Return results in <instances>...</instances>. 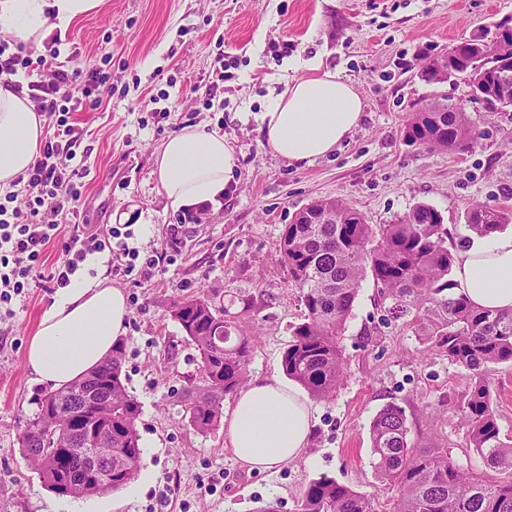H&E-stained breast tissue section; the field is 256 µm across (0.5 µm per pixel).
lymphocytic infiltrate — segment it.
<instances>
[{"label": "lymphocytic infiltrate", "instance_id": "f902f5d3", "mask_svg": "<svg viewBox=\"0 0 512 512\" xmlns=\"http://www.w3.org/2000/svg\"><path fill=\"white\" fill-rule=\"evenodd\" d=\"M58 56L52 44L34 58L0 44V74L40 68L39 79L27 85L28 96L37 112L54 119L39 155L19 178L23 199L10 194L0 202V303L25 295L43 280L56 288L65 287L87 255L111 249L113 240L122 235L119 227L109 224H84L65 235L57 222L61 216H78L84 188L78 169L71 166L83 132L69 120L70 112L80 108L69 89L79 81L90 95L104 91L112 79L111 73L99 69H65ZM53 242L59 245L61 258L48 268L43 256Z\"/></svg>", "mask_w": 512, "mask_h": 512}]
</instances>
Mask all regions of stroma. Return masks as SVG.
Masks as SVG:
<instances>
[{
    "label": "stroma",
    "instance_id": "35a3bbf8",
    "mask_svg": "<svg viewBox=\"0 0 512 512\" xmlns=\"http://www.w3.org/2000/svg\"><path fill=\"white\" fill-rule=\"evenodd\" d=\"M506 17L512 0H108L72 24L59 62L112 75L99 101L71 115L84 132L73 161L85 184L81 223L128 225L129 246L143 253L168 249V225L182 227L174 264L109 278L129 306L123 374L140 405L143 454L140 476L122 490L84 498L89 512H255L267 502L296 512L306 485L321 476L388 512L397 490L376 475L370 426L391 403L405 408L413 439L481 468L460 423L468 370L427 347L414 323L393 318L372 280L340 338L343 383L314 401L305 454L274 472L240 463L223 427L200 434L189 426L180 392L200 358L171 309L192 295L231 301L237 329L256 338L249 377L280 378L304 313L278 261L297 211L334 198L368 223L388 224L428 204L442 214L456 254L474 207L512 209V108L488 111L462 78L429 84L418 74L425 56ZM315 59L353 83L363 118L333 153L291 163L268 147L260 117L268 98L308 76ZM435 100L472 118V148L442 152L405 140L406 123ZM194 126L223 135L238 165L215 201L176 208L160 188L155 158L170 135ZM54 295L30 289L0 319V512H69L72 504L44 487L18 443L45 390L32 380L26 350ZM490 384L501 433L512 437V366H499Z\"/></svg>",
    "mask_w": 512,
    "mask_h": 512
}]
</instances>
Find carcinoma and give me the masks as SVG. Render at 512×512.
Masks as SVG:
<instances>
[{
	"instance_id": "obj_1",
	"label": "carcinoma",
	"mask_w": 512,
	"mask_h": 512,
	"mask_svg": "<svg viewBox=\"0 0 512 512\" xmlns=\"http://www.w3.org/2000/svg\"><path fill=\"white\" fill-rule=\"evenodd\" d=\"M473 35L471 49L448 54V70L484 89L482 101L492 111L512 108L494 88L498 74L512 67V19L494 25L490 44ZM423 60L420 77L443 83L435 64ZM407 139L443 151L469 148L474 125L461 108L414 114ZM323 223L311 224L307 211ZM468 227L487 235L512 223V211L473 208ZM278 261L299 288L305 313L292 327L282 355L289 379L316 400H327L345 376L339 346L362 282L373 280L379 299L398 318L412 317L421 335L448 360L471 372L462 423L467 447L482 459L483 469L470 471L448 457L446 448H425L410 437L405 410L383 407L370 427L375 470L380 481L397 488L389 512H512V438L501 435L491 402L490 375L502 364L512 366V313H493L455 294L448 278L454 257L448 250V228L433 206L420 204L391 224H369L364 215L336 199L317 200L299 211L282 232ZM198 351V381L183 390L184 413L199 433L218 426L224 397L243 387L255 337L236 331L229 310L205 295L176 302L171 310ZM125 348L81 381L36 398L37 411L19 438L23 455L45 487L56 495L83 497L121 490L138 474L142 448L137 421L140 406L122 379ZM81 427L112 433V475L101 478L91 467L64 457L73 439L70 420ZM298 512H376L373 498L328 477L310 481Z\"/></svg>"
}]
</instances>
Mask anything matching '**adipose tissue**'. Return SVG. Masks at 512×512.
Returning a JSON list of instances; mask_svg holds the SVG:
<instances>
[{
    "label": "adipose tissue",
    "mask_w": 512,
    "mask_h": 512,
    "mask_svg": "<svg viewBox=\"0 0 512 512\" xmlns=\"http://www.w3.org/2000/svg\"><path fill=\"white\" fill-rule=\"evenodd\" d=\"M106 0H0V35L40 42L48 32L101 11ZM310 77L290 83L261 115L265 141L290 161L329 153L358 126L363 101L341 75L312 63ZM17 78L0 75V190L10 189L33 164L45 119L27 94L12 89ZM237 158L223 136L186 128L167 138L156 157V174L172 206L207 202L232 180ZM90 272L72 276L45 310L27 352L34 381L64 388L85 377L112 352L126 332L129 307L89 260ZM454 278L481 309L512 312V230L472 235L459 251ZM314 425L309 397L275 378H254L236 395L224 418V441L252 470L268 471L299 458Z\"/></svg>",
    "instance_id": "adipose-tissue-1"
}]
</instances>
